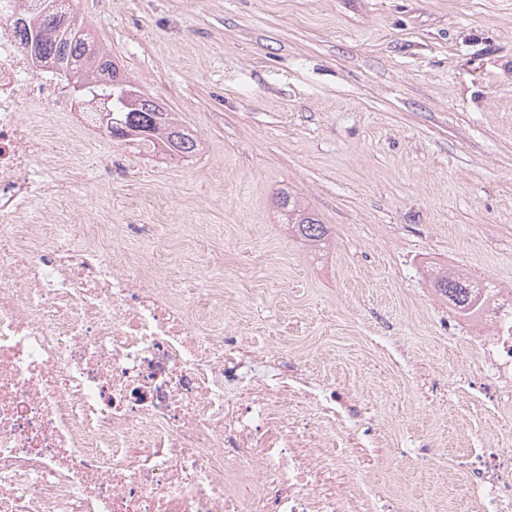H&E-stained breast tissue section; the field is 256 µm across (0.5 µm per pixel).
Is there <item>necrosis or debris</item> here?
Instances as JSON below:
<instances>
[{
  "label": "necrosis or debris",
  "mask_w": 512,
  "mask_h": 512,
  "mask_svg": "<svg viewBox=\"0 0 512 512\" xmlns=\"http://www.w3.org/2000/svg\"><path fill=\"white\" fill-rule=\"evenodd\" d=\"M0 0V512H376L336 485L353 408L278 354L224 333L222 277L163 285L147 252L167 224H48L73 198L86 132L52 68L33 70ZM64 145L55 151L45 132ZM475 322L512 379V298ZM478 512H512V478L474 461Z\"/></svg>",
  "instance_id": "necrosis-or-debris-1"
}]
</instances>
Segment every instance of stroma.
<instances>
[{"label": "stroma", "mask_w": 512, "mask_h": 512, "mask_svg": "<svg viewBox=\"0 0 512 512\" xmlns=\"http://www.w3.org/2000/svg\"><path fill=\"white\" fill-rule=\"evenodd\" d=\"M95 43L199 139L150 156L92 135L81 198L59 213L179 224L158 247L171 287L224 273V330L287 349L362 406L394 461L350 455L347 491L404 492L407 512L466 498V464L512 457V398L432 285L441 268L512 289V0H72ZM127 175L96 196L101 155ZM330 228L314 252L276 204Z\"/></svg>", "instance_id": "obj_1"}]
</instances>
